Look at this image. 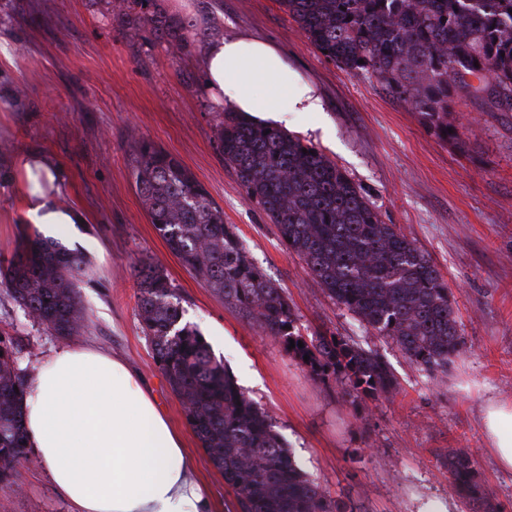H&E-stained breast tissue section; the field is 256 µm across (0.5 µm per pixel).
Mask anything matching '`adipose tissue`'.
Segmentation results:
<instances>
[{"label":"adipose tissue","mask_w":512,"mask_h":512,"mask_svg":"<svg viewBox=\"0 0 512 512\" xmlns=\"http://www.w3.org/2000/svg\"><path fill=\"white\" fill-rule=\"evenodd\" d=\"M201 65L224 108L254 122L322 109L264 40L209 43ZM4 178L18 198V223L53 237L80 222V213L63 204L68 187L44 154H27ZM23 423L28 447L74 512H215L180 433L119 357L89 346L50 352L32 376ZM482 425L500 468L512 471V402L488 401Z\"/></svg>","instance_id":"obj_1"}]
</instances>
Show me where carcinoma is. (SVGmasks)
Here are the masks:
<instances>
[{"instance_id": "obj_1", "label": "carcinoma", "mask_w": 512, "mask_h": 512, "mask_svg": "<svg viewBox=\"0 0 512 512\" xmlns=\"http://www.w3.org/2000/svg\"><path fill=\"white\" fill-rule=\"evenodd\" d=\"M314 48L340 69L376 78L413 104L440 139L453 125L450 99L486 95L512 107V0H277ZM130 35L149 33L176 57L194 48L190 20L167 16L158 0H123ZM363 63H358V60ZM224 164L274 224L280 242L331 299L375 335L388 338L438 380L465 351L448 284L427 253L383 222L358 185L316 147L236 112L215 127ZM138 194L169 251L203 285L278 339L316 382L340 383L352 401L397 389L386 361L358 342L304 336L284 288L258 265L224 211L181 162L136 142ZM86 261L38 232L21 238L0 288L55 334L87 327L78 283ZM138 311L154 359L186 420L235 496L236 512H345L310 479L269 413L245 395L202 334L182 322L177 288L149 260L133 265ZM304 347H290V341ZM309 360H304V357ZM29 380L0 338V486H13L25 458L23 404ZM448 484L467 512H496L474 456L450 448Z\"/></svg>"}]
</instances>
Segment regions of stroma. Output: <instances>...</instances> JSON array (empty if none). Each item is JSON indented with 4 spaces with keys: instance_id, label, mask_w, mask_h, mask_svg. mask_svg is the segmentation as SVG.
Wrapping results in <instances>:
<instances>
[{
    "instance_id": "1",
    "label": "stroma",
    "mask_w": 512,
    "mask_h": 512,
    "mask_svg": "<svg viewBox=\"0 0 512 512\" xmlns=\"http://www.w3.org/2000/svg\"><path fill=\"white\" fill-rule=\"evenodd\" d=\"M210 40L253 37L274 44L321 99L318 112H292L287 130L346 171L385 223L425 251L448 283L466 343L442 383L419 371L390 339L373 334L322 290L280 243L262 209L226 168L214 136L223 111L205 88L198 42L176 59L149 34L123 35L98 0H0V35L13 65L0 76V159L37 150L71 186L66 202L84 223L60 241L79 251L88 328L64 339L27 316L0 290V335L32 375L64 342L119 356L157 395L184 440L198 481L236 512L232 491L188 425L152 357L138 317L133 263L161 265L177 288L184 322L272 416L303 471L347 512H425L447 505L444 453H473L500 512H512V472L501 470L481 426L488 399L512 401V108L455 98L457 138L429 132L421 116L377 79L325 59L277 0H162ZM177 158L205 185L267 275L285 288L303 332L328 331L377 351L397 382L392 394L351 402L341 384H321L238 310L204 288L173 257L150 223L134 178L136 140ZM17 199L0 181V261L32 230L15 223ZM0 512H71L36 455L18 484L0 488Z\"/></svg>"
}]
</instances>
